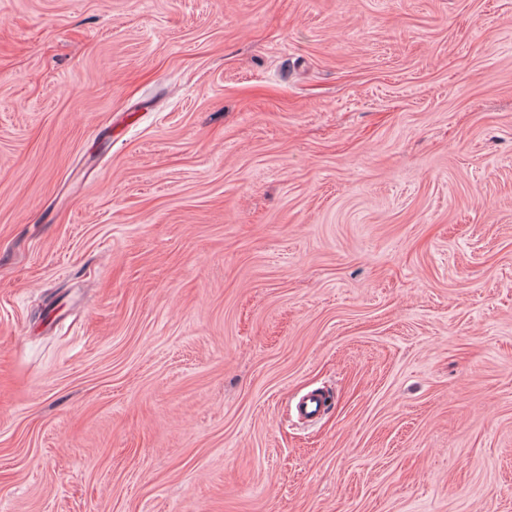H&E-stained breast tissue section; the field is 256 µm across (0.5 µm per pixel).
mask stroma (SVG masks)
<instances>
[{"label":"stroma","mask_w":512,"mask_h":512,"mask_svg":"<svg viewBox=\"0 0 512 512\" xmlns=\"http://www.w3.org/2000/svg\"><path fill=\"white\" fill-rule=\"evenodd\" d=\"M0 512H512V0H0Z\"/></svg>","instance_id":"obj_1"}]
</instances>
